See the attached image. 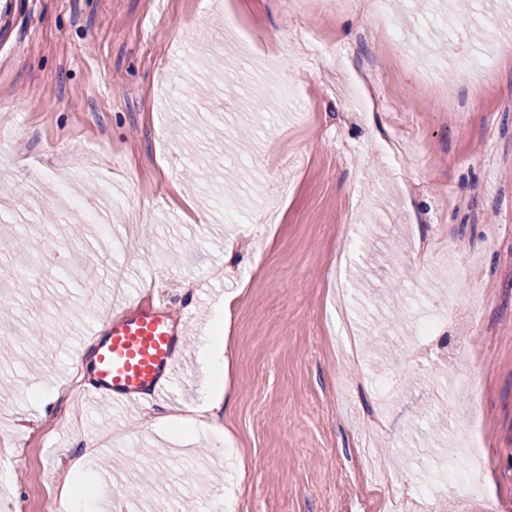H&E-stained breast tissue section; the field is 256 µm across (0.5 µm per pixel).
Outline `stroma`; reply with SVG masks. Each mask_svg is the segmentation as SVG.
<instances>
[{
	"label": "stroma",
	"mask_w": 512,
	"mask_h": 512,
	"mask_svg": "<svg viewBox=\"0 0 512 512\" xmlns=\"http://www.w3.org/2000/svg\"><path fill=\"white\" fill-rule=\"evenodd\" d=\"M432 2L0 0V512H45L82 455L90 512H424L419 485L473 440L470 512H512V0H445L450 28ZM235 290L218 432L144 427L196 400ZM131 299L191 327L140 414L63 389L92 365L86 324ZM447 317V308L443 305H437L415 316V335L416 341H423L427 337L436 336Z\"/></svg>",
	"instance_id": "obj_1"
}]
</instances>
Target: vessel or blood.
<instances>
[{
    "label": "vessel or blood",
    "instance_id": "obj_1",
    "mask_svg": "<svg viewBox=\"0 0 512 512\" xmlns=\"http://www.w3.org/2000/svg\"><path fill=\"white\" fill-rule=\"evenodd\" d=\"M95 344L88 395L113 404L142 408L145 400L164 397L179 374L185 327L169 321L160 306H129L127 313L106 322Z\"/></svg>",
    "mask_w": 512,
    "mask_h": 512
}]
</instances>
